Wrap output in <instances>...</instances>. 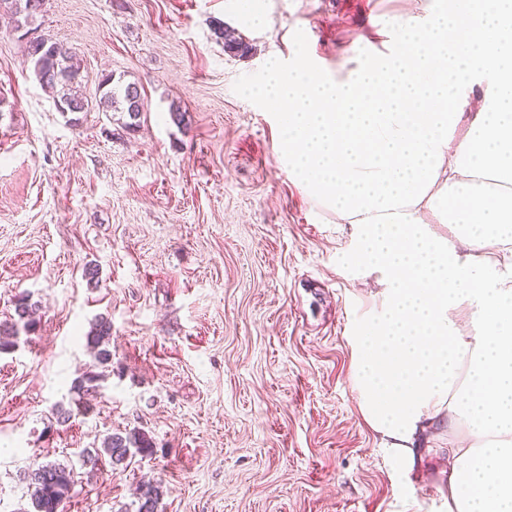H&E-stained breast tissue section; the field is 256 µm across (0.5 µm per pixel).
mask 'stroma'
<instances>
[{"instance_id":"obj_1","label":"stroma","mask_w":512,"mask_h":512,"mask_svg":"<svg viewBox=\"0 0 512 512\" xmlns=\"http://www.w3.org/2000/svg\"><path fill=\"white\" fill-rule=\"evenodd\" d=\"M263 3L268 32L226 0H47L38 34L81 61L90 107L75 115L0 17V320L21 294L41 315L0 354V512H33L37 462L75 465L63 512H136L148 479L161 512H401L350 380L354 311L376 286L349 263L350 225L280 168L278 126L250 98L269 55L335 59L377 39L400 0ZM220 26L248 52L225 51ZM108 73L141 91L135 129L96 105ZM101 315L112 373L92 414L58 425ZM133 429L152 455L78 467L82 449Z\"/></svg>"}]
</instances>
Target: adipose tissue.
I'll return each mask as SVG.
<instances>
[{"label":"adipose tissue","mask_w":512,"mask_h":512,"mask_svg":"<svg viewBox=\"0 0 512 512\" xmlns=\"http://www.w3.org/2000/svg\"><path fill=\"white\" fill-rule=\"evenodd\" d=\"M382 48L271 57L253 97L279 163L354 230L380 310L350 338L360 415L437 512H512V0H404ZM465 426L455 447L440 427ZM445 475L430 466L422 472V477L418 479L415 484V496L422 512H429L433 500H436V505L439 504L437 488L443 486Z\"/></svg>","instance_id":"1"}]
</instances>
